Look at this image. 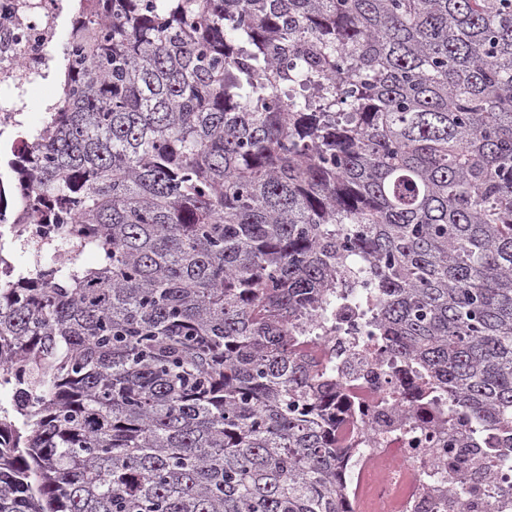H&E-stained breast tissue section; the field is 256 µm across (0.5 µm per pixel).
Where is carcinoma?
Listing matches in <instances>:
<instances>
[{
    "instance_id": "cac0c4a2",
    "label": "carcinoma",
    "mask_w": 512,
    "mask_h": 512,
    "mask_svg": "<svg viewBox=\"0 0 512 512\" xmlns=\"http://www.w3.org/2000/svg\"><path fill=\"white\" fill-rule=\"evenodd\" d=\"M100 2L7 161L67 261L0 282V512H352L302 334L369 283L512 429V0Z\"/></svg>"
}]
</instances>
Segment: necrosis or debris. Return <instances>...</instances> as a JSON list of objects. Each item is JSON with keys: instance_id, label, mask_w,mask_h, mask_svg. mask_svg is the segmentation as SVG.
Wrapping results in <instances>:
<instances>
[{"instance_id": "1", "label": "necrosis or debris", "mask_w": 512, "mask_h": 512, "mask_svg": "<svg viewBox=\"0 0 512 512\" xmlns=\"http://www.w3.org/2000/svg\"><path fill=\"white\" fill-rule=\"evenodd\" d=\"M61 0H0V84L42 76L56 41ZM0 210V233L48 244L27 192ZM376 310L331 303L313 356L336 384L334 412L353 449L343 469L362 512H512V434L476 426L447 389L416 390V365L390 355Z\"/></svg>"}]
</instances>
